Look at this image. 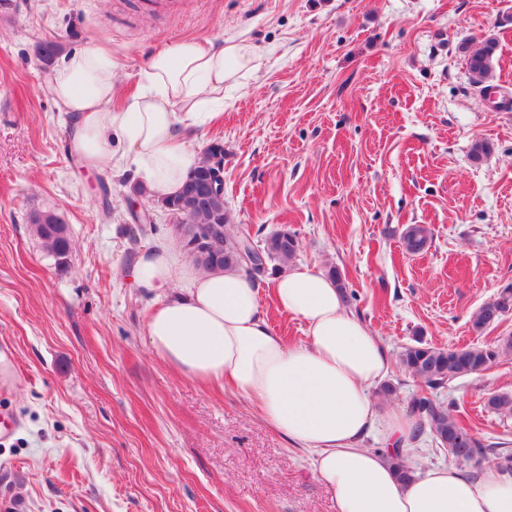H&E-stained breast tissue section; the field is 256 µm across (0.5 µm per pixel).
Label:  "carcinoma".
<instances>
[{
  "instance_id": "1",
  "label": "carcinoma",
  "mask_w": 512,
  "mask_h": 512,
  "mask_svg": "<svg viewBox=\"0 0 512 512\" xmlns=\"http://www.w3.org/2000/svg\"><path fill=\"white\" fill-rule=\"evenodd\" d=\"M470 71L482 81L492 69L494 42L485 40L480 46L466 44L462 47ZM224 153V143L211 142L201 156L186 183L202 182L206 179L214 157ZM161 207L175 215L181 224H222L224 239L237 242L249 248L255 246L251 233L247 229L237 230L226 227L228 215L224 210V200L208 198L201 194L196 198L186 196V189L175 196L161 200ZM30 223L36 235L55 257L60 271L69 265L71 239L62 233L66 225L53 212H39L31 215ZM432 238L431 229L426 224H409L401 233L402 246L406 253L418 255L428 246ZM187 257L201 270L241 269L231 249L219 243L205 246L193 245V240L180 237ZM299 245L294 232L283 228L265 236L259 247L264 263L272 264V270H283L295 259ZM512 309V290L505 289L500 295L484 304L473 317V329L480 331L497 321L505 312ZM512 354V336L498 340L495 346L436 347L420 341L407 345L399 351L397 362L407 374L422 382L429 389L443 387L451 379L477 375L485 372L499 358ZM487 406L500 414H512V397L492 394ZM410 414L417 417L419 423L428 426L438 447L448 452L449 457L458 464H471L479 467L490 449L487 444L467 427L460 418L448 411L441 403L421 395L410 403Z\"/></svg>"
}]
</instances>
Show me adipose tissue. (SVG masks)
I'll list each match as a JSON object with an SVG mask.
<instances>
[{
    "instance_id": "1",
    "label": "adipose tissue",
    "mask_w": 512,
    "mask_h": 512,
    "mask_svg": "<svg viewBox=\"0 0 512 512\" xmlns=\"http://www.w3.org/2000/svg\"><path fill=\"white\" fill-rule=\"evenodd\" d=\"M260 65V54L234 35L218 45H171L153 54L142 90L117 112L118 64L96 44L64 58L52 92L71 115L70 149L87 168H130L149 197L162 200L179 192L200 160L186 132L209 120L225 84ZM116 134L126 143L120 153L112 149ZM130 276L163 296L146 324L153 353L183 377L232 386L262 421L311 451L336 512H512V477L474 480L433 467L409 485L399 482L391 457L406 450L412 424L396 410L377 419L372 397L390 374L388 353L322 272L300 265L273 281L279 310L304 325L307 340L298 345L271 327L257 284L234 270L197 271L177 244L141 251ZM376 427L386 446L371 452L361 442Z\"/></svg>"
}]
</instances>
